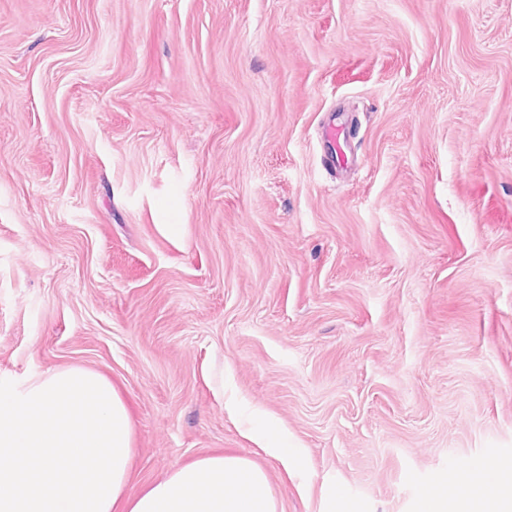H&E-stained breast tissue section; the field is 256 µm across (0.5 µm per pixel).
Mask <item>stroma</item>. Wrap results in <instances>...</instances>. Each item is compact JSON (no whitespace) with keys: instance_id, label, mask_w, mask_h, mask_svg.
<instances>
[{"instance_id":"1","label":"stroma","mask_w":512,"mask_h":512,"mask_svg":"<svg viewBox=\"0 0 512 512\" xmlns=\"http://www.w3.org/2000/svg\"><path fill=\"white\" fill-rule=\"evenodd\" d=\"M65 366L133 493L221 452L417 512L512 463V0H0V381ZM264 450L272 458L278 460L287 470L295 462L291 448H288L286 439L279 432H270L264 438Z\"/></svg>"}]
</instances>
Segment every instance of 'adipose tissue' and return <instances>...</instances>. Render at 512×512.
Segmentation results:
<instances>
[{"mask_svg":"<svg viewBox=\"0 0 512 512\" xmlns=\"http://www.w3.org/2000/svg\"><path fill=\"white\" fill-rule=\"evenodd\" d=\"M134 454L127 405L102 374L70 366L0 383V512H278L265 471L221 453L128 493ZM421 510L512 512V496L438 487Z\"/></svg>","mask_w":512,"mask_h":512,"instance_id":"adipose-tissue-1","label":"adipose tissue"}]
</instances>
